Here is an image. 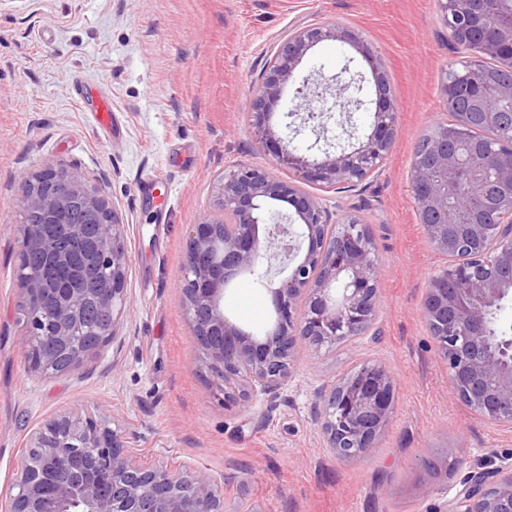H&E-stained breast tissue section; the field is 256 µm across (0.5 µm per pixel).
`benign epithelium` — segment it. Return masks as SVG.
Returning <instances> with one entry per match:
<instances>
[{
  "label": "benign epithelium",
  "mask_w": 512,
  "mask_h": 512,
  "mask_svg": "<svg viewBox=\"0 0 512 512\" xmlns=\"http://www.w3.org/2000/svg\"><path fill=\"white\" fill-rule=\"evenodd\" d=\"M441 22L456 39L477 26L492 36L469 47L457 77H444V108L465 100L468 112L455 123L483 127L479 140L461 138V130L435 127L424 153H414L410 190L432 251L449 263L426 288L422 312L448 366V380L458 398L476 415L512 425V336H495L490 318L512 300V82L489 87L483 60L512 61V0H439ZM323 41L356 48L368 63L376 86V110L370 133H351V149L336 151L327 136V113L314 104L329 103L348 112L360 108L363 76L345 68L325 78H304L301 98L290 115L306 113L315 142L311 156L271 125L273 109L288 84L296 81L303 57ZM251 125L271 166L287 167L298 180H283L270 169L241 167L214 179L211 211L193 225L181 303L188 315L205 364L224 397L252 404L288 385L296 354L302 349L333 352L365 336L378 316V252L370 225L354 213L330 224L323 199L306 189L353 186L377 172L393 141L397 104L387 74L360 36L338 23L295 30L280 43L262 69L250 99ZM505 150L509 161L480 165L475 158ZM23 224L18 238V285L26 316L21 350L41 375H59L81 363L89 347L73 348L72 336L91 303L108 319L95 333L101 342L115 336L127 305L128 256L124 225L108 202L64 170L45 168L21 179L18 198ZM288 204L291 223L266 222V207ZM101 223L89 256L103 261L108 276L85 287L87 268L77 262L84 252L83 224ZM44 224H64L76 244L58 246ZM278 263L283 278L272 276ZM249 274L272 296L276 318L260 334L247 332L224 314V293L239 276ZM47 316L57 328L55 349L40 344L29 322ZM394 379L380 362H366L314 392V423L326 448L340 461H354L376 447L388 425ZM94 449L78 458L76 477L60 480L58 456L72 452L69 439ZM10 494L9 512H224L217 479L188 466L148 461L111 427L103 405L82 415L73 411L48 419L31 436ZM448 512H512V466H481L461 482Z\"/></svg>",
  "instance_id": "obj_1"
}]
</instances>
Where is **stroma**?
<instances>
[{
    "instance_id": "35a3bbf8",
    "label": "stroma",
    "mask_w": 512,
    "mask_h": 512,
    "mask_svg": "<svg viewBox=\"0 0 512 512\" xmlns=\"http://www.w3.org/2000/svg\"><path fill=\"white\" fill-rule=\"evenodd\" d=\"M329 22L382 59L398 105L381 170L325 194L329 223L351 212L371 226L379 314L369 336L335 352L300 351L276 406L258 397L245 408L217 391L180 302L187 245L216 172L270 165L250 126L264 63L289 32ZM458 59L438 0H0V512L33 430L99 405L144 458L212 474L226 512H448L477 462L512 463V426L458 399L422 313L446 261L419 222L410 166L445 116L439 89ZM345 68L364 77L348 120L369 133L376 88L352 46L321 42L298 73ZM84 81L112 94L111 145L74 101ZM49 165L108 201L128 256L116 336L57 376L34 372L19 344L18 183ZM224 310L256 332L274 318L270 293L248 275L225 292ZM368 361L392 371V418L366 457L342 462L312 422L313 391Z\"/></svg>"
}]
</instances>
